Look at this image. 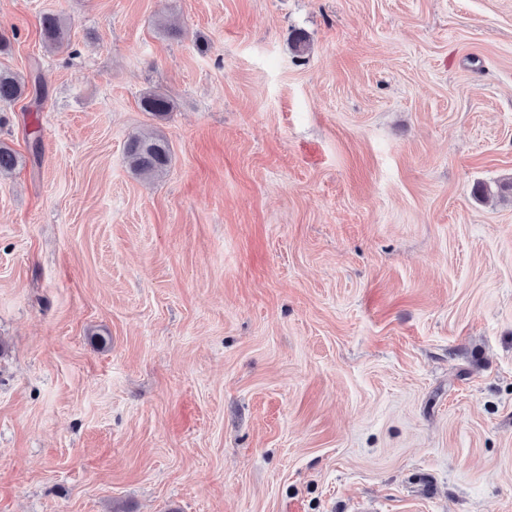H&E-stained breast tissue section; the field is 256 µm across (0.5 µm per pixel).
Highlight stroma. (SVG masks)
<instances>
[{
	"label": "stroma",
	"mask_w": 512,
	"mask_h": 512,
	"mask_svg": "<svg viewBox=\"0 0 512 512\" xmlns=\"http://www.w3.org/2000/svg\"><path fill=\"white\" fill-rule=\"evenodd\" d=\"M0 33L44 85L0 115V512H512V0H0ZM40 29L43 43L48 48L59 51L69 47L68 31L60 15H44L40 20ZM140 106L143 112H149L150 115L158 119L166 116L173 108L167 97L156 92L144 94L140 99ZM125 153L131 169L145 179L163 176L172 161L168 140L155 132L132 136L127 142Z\"/></svg>",
	"instance_id": "1"
}]
</instances>
